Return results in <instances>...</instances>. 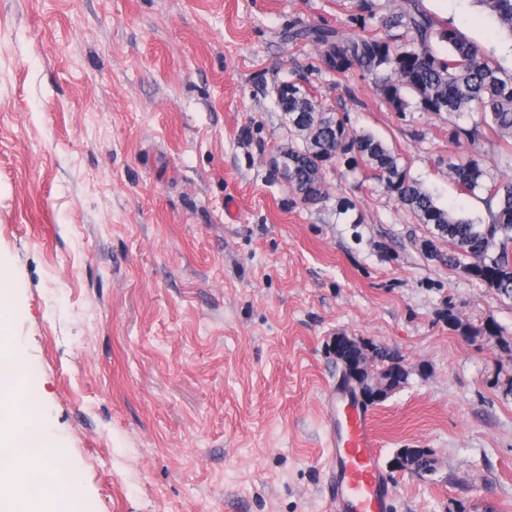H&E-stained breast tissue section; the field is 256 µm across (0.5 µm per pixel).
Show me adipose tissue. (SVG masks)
<instances>
[{"instance_id":"obj_1","label":"adipose tissue","mask_w":512,"mask_h":512,"mask_svg":"<svg viewBox=\"0 0 512 512\" xmlns=\"http://www.w3.org/2000/svg\"><path fill=\"white\" fill-rule=\"evenodd\" d=\"M10 313L0 303V456L25 460L22 469H0V512H57L65 496V475L44 454L38 437L27 436L21 424L33 414V401L24 390L14 353L6 343ZM43 474L37 489L19 493L30 473Z\"/></svg>"}]
</instances>
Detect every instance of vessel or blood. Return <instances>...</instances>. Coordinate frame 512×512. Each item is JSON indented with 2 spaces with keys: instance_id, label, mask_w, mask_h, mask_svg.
I'll return each instance as SVG.
<instances>
[{
  "instance_id": "1",
  "label": "vessel or blood",
  "mask_w": 512,
  "mask_h": 512,
  "mask_svg": "<svg viewBox=\"0 0 512 512\" xmlns=\"http://www.w3.org/2000/svg\"><path fill=\"white\" fill-rule=\"evenodd\" d=\"M328 512H389L391 492L378 468L379 445L367 410L346 388L324 393Z\"/></svg>"
}]
</instances>
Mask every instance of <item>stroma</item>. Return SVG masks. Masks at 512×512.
<instances>
[{"mask_svg": "<svg viewBox=\"0 0 512 512\" xmlns=\"http://www.w3.org/2000/svg\"><path fill=\"white\" fill-rule=\"evenodd\" d=\"M354 4L0 0V285L62 512H327L339 332L412 369L368 409L390 512H512V299L430 259L365 172L328 166L305 203L269 163L298 73L441 207L488 222L448 176L456 120L392 111L289 42L293 24L356 32ZM423 4L512 67L477 0ZM451 309L500 338L462 339ZM401 448L435 473L388 471Z\"/></svg>", "mask_w": 512, "mask_h": 512, "instance_id": "stroma-1", "label": "stroma"}]
</instances>
